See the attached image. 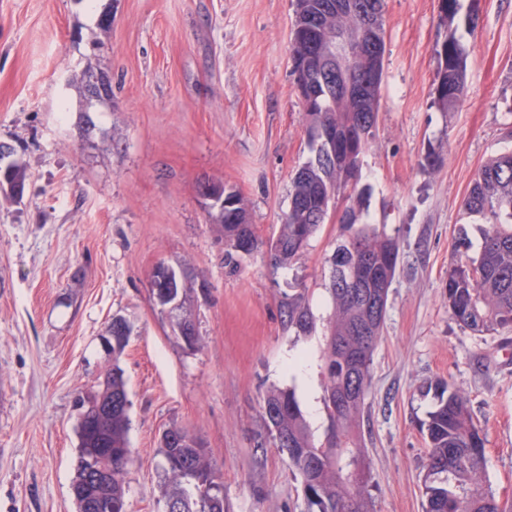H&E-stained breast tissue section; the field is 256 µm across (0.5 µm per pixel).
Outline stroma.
Segmentation results:
<instances>
[{
	"label": "stroma",
	"mask_w": 512,
	"mask_h": 512,
	"mask_svg": "<svg viewBox=\"0 0 512 512\" xmlns=\"http://www.w3.org/2000/svg\"><path fill=\"white\" fill-rule=\"evenodd\" d=\"M91 1L108 32L88 21ZM294 10L295 0H0V143L28 173L21 203L0 195V512H75L74 399L115 363L131 402L127 512H162L159 439L172 425L203 440L226 512H306L262 404L274 387L305 401L288 364L296 352L324 391L329 259L348 201L295 264L268 263L264 244L310 156ZM384 19L381 106L359 182L363 222L400 249L361 412L375 510L423 512L420 422L439 381L467 396L488 483L511 505L512 332L462 329L447 283L458 229L472 222L463 197L512 147V0H459L449 27L438 0H385ZM451 27L468 53L467 97L444 112L432 82ZM90 62L111 76V100L87 102L77 79ZM208 178L240 193L263 242L234 271L199 194ZM161 263L194 277L198 349L152 295ZM300 288L315 320L307 336L283 313ZM116 315L133 334L115 359L101 338Z\"/></svg>",
	"instance_id": "1"
}]
</instances>
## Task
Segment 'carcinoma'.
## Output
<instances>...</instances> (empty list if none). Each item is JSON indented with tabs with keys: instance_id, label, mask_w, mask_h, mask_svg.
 <instances>
[{
	"instance_id": "carcinoma-1",
	"label": "carcinoma",
	"mask_w": 512,
	"mask_h": 512,
	"mask_svg": "<svg viewBox=\"0 0 512 512\" xmlns=\"http://www.w3.org/2000/svg\"><path fill=\"white\" fill-rule=\"evenodd\" d=\"M295 0L294 25L314 31L312 45L292 48V56L307 58L301 78L314 101L304 107L303 120L312 157L292 177L288 212L278 235L268 243L273 267H290L302 255L311 237L325 223L328 195L360 198L361 165L374 137L380 106L385 54V0ZM338 30L362 33L366 49L348 67L351 82H336L333 36ZM434 75L435 103L446 112L463 102L467 90V53L449 32L438 52ZM336 129L345 138L343 156L326 158L312 132ZM24 168L15 162L0 165V190L22 197ZM466 213L480 219L481 245L448 268V307L462 328L481 335L512 330V150L491 158L477 172L464 199ZM224 235V267L237 269L243 258L234 240L247 238L249 251L258 249L253 225L226 222L223 212H208ZM348 236L331 257L328 293L332 316L326 336L324 406L328 426L324 439H314L295 392L272 389L263 399L262 417L268 435L288 456L300 477L307 512H376L369 492L371 462L361 444L360 417L368 392L373 353L382 337L389 288L400 252L398 241L373 224L359 223L350 208L341 220ZM354 280L337 282L339 271ZM288 327L299 334L313 328L309 301L299 293L288 298ZM131 336L122 317H112V373L94 399L112 401V414L95 425L78 422L72 492L77 512H127L125 476L133 462L129 442L130 401L118 366L119 355ZM427 447L423 476L424 512H509L487 487V457L481 429L474 423L468 399L456 387L438 382L434 403L421 422ZM163 457V503L177 502L180 512H224L223 483L212 463L204 469L195 462L207 454L205 445L184 428L171 427L160 438ZM100 457L112 471V482L86 487V464Z\"/></svg>"
}]
</instances>
